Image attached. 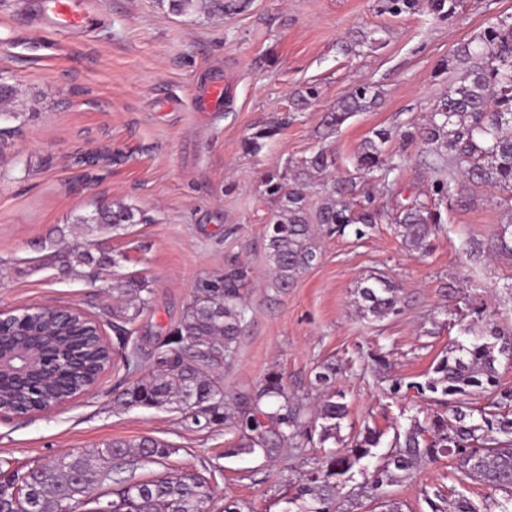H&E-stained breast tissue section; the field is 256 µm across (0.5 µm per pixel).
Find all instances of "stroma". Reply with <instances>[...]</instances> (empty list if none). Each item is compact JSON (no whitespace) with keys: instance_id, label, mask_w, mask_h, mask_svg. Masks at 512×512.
<instances>
[{"instance_id":"35a3bbf8","label":"stroma","mask_w":512,"mask_h":512,"mask_svg":"<svg viewBox=\"0 0 512 512\" xmlns=\"http://www.w3.org/2000/svg\"><path fill=\"white\" fill-rule=\"evenodd\" d=\"M97 2L94 25L79 34L38 21L35 0H0V75L18 90L15 118L0 123V309L70 305L99 318L109 337L110 311L123 304L114 284L142 278L151 300L132 327L149 352L202 281L242 266L246 320L233 359L216 371L228 411L276 372L314 413L326 395L313 384L316 368L333 362L349 413L326 442L301 438L272 458L230 456L233 428L118 406L127 377L117 364L90 394L54 411L0 416V463L23 470L150 437L171 453L137 464L136 478L196 472L213 486L209 512H223L228 500L243 512H283L285 495L313 463L364 428L382 431L379 451L390 450L395 431L425 405L415 383L465 328L512 332V255L493 246L512 217V192L452 176L447 219L425 251L407 246L394 223L361 239L318 233V264L281 291L266 255V220L278 202L265 193V176L318 150L331 153L334 167L306 189L310 206L320 205L334 179L354 176L371 130L426 122L462 72H440V61L512 15V0H462L447 22L424 8L394 17L379 0H248L234 12L203 0L190 14L163 0ZM217 70L229 88L224 111H195V91ZM311 85L318 97L296 106V92ZM359 85L375 86L377 105L327 132L325 114ZM263 128L274 136L258 154L246 153L244 140ZM386 150L403 161L395 192L428 200L425 145L395 137ZM359 189L384 208L395 193L375 181ZM104 200L133 207L136 223L117 234L79 224ZM48 239L95 242L117 263L94 282L61 277L40 248ZM371 276L396 286V315L360 313L357 289ZM455 468L450 458L424 464L391 493L403 512H430L426 494L450 492Z\"/></svg>"}]
</instances>
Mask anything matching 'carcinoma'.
<instances>
[{
  "label": "carcinoma",
  "mask_w": 512,
  "mask_h": 512,
  "mask_svg": "<svg viewBox=\"0 0 512 512\" xmlns=\"http://www.w3.org/2000/svg\"><path fill=\"white\" fill-rule=\"evenodd\" d=\"M382 11L400 16L426 7L434 19L446 22L454 17L461 0H381ZM469 64L462 76L448 85L427 122L399 130L407 144L424 142L437 152L423 158L422 164L433 174L431 192L441 202L448 201L451 185L445 174L444 155H449L462 175L474 184H494L512 191V21L491 22L477 42L461 44L454 61L439 65L443 71L454 63ZM377 93L370 85L353 88L327 113L324 124L335 131L357 112L369 109ZM275 135L262 129L244 142L250 154L258 153L263 140ZM392 138L387 129H376L366 138L357 156V170L365 177L378 179L389 187L398 182L401 162L388 155L385 144ZM446 154H441L440 150ZM333 165L326 151L319 150L301 161L273 170L264 179L265 192L279 202L266 225L267 257L274 271L273 286L285 291L310 269L319 256L312 225L321 224L331 235H342L355 226V235H365L387 216L368 196L359 198L357 182L350 178L334 186L322 204L310 211L306 204L307 182ZM404 241L425 250L433 228L442 223V212L415 196L395 208ZM78 224H93L118 232L135 223L133 208L122 203L99 206L89 216L76 218ZM494 247L512 251V220L501 225ZM51 265L66 276L92 277L116 263L115 258L88 246L56 250ZM248 277L242 267L228 271L224 278L201 283L205 296H196L172 324L165 339L159 340L150 356L152 374L118 394L124 407L167 408L183 414L199 427L228 425L240 434L236 453L257 450L271 457L281 447L303 436L306 416L302 407L285 390L280 375H268L262 389L245 401L237 414L226 411L224 387L208 374L235 354L238 336L246 317L240 286ZM121 294H133L140 306L149 304L152 289L145 280L129 279L117 283ZM362 310L375 318L396 312V289L387 280L373 277L358 290ZM98 321L76 315L60 331L54 346L76 357L52 381L40 378L27 384L8 376L0 380V398L10 400L25 393L29 407L38 396L62 387L83 390L93 384L113 362L111 349L121 355L129 374L142 367L141 348L132 342L133 331L119 329L108 346L98 340ZM512 359V335L493 327L469 343H456L433 366V376L416 384L418 393L431 394L430 401L445 408L413 423L391 450L380 457L374 449L382 433L365 428L348 448L317 460L295 492L285 497L283 512H336V500L354 472L366 470L365 459L380 458L375 466L369 491L385 512H402L400 503L382 500L378 490L391 486L400 477H411L418 467L452 457L457 461L461 483L481 484L503 494L499 512H512V388L500 384L498 357ZM338 373L336 364L319 366L315 382L328 387ZM490 402L472 405L483 395ZM348 415L344 396L334 391L319 407V441L336 435ZM114 441L97 453H70L39 465L26 473L34 512H89L88 504L97 490L112 487V512H208L212 489L197 473L135 480L124 476L126 466L138 459L158 463L170 454L169 446L153 438L134 445Z\"/></svg>",
  "instance_id": "cac0c4a2"
}]
</instances>
